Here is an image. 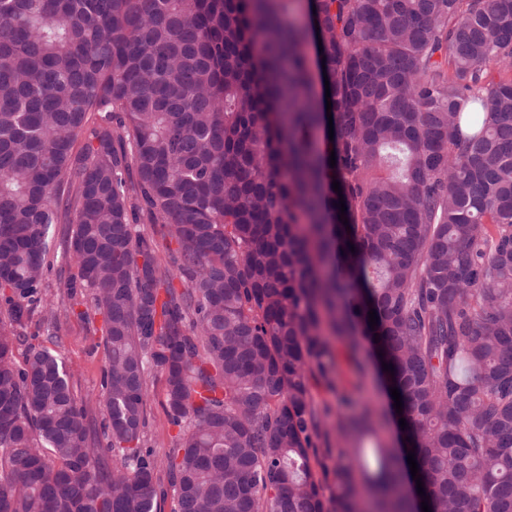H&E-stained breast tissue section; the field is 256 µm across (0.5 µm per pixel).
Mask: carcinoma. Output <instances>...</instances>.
Returning <instances> with one entry per match:
<instances>
[{
	"instance_id": "1",
	"label": "carcinoma",
	"mask_w": 512,
	"mask_h": 512,
	"mask_svg": "<svg viewBox=\"0 0 512 512\" xmlns=\"http://www.w3.org/2000/svg\"><path fill=\"white\" fill-rule=\"evenodd\" d=\"M59 224L98 426L14 360ZM367 345L402 413L316 404ZM412 449L430 512H512V0H0V512H422ZM162 401L163 383L159 377L152 378L149 384V414L145 435L148 445L152 446L159 458H163L168 449L171 448L172 436L178 432L177 427H171L167 424L162 409Z\"/></svg>"
}]
</instances>
